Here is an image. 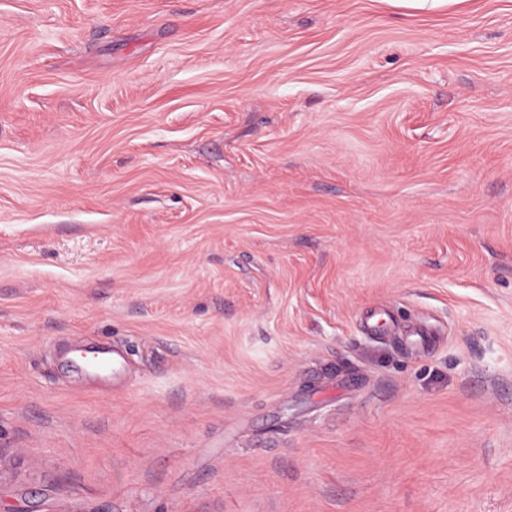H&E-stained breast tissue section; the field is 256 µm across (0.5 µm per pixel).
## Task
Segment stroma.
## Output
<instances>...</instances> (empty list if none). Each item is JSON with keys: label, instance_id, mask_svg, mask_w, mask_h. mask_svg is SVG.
<instances>
[{"label": "stroma", "instance_id": "1", "mask_svg": "<svg viewBox=\"0 0 512 512\" xmlns=\"http://www.w3.org/2000/svg\"><path fill=\"white\" fill-rule=\"evenodd\" d=\"M0 512H512V0H0Z\"/></svg>", "mask_w": 512, "mask_h": 512}]
</instances>
